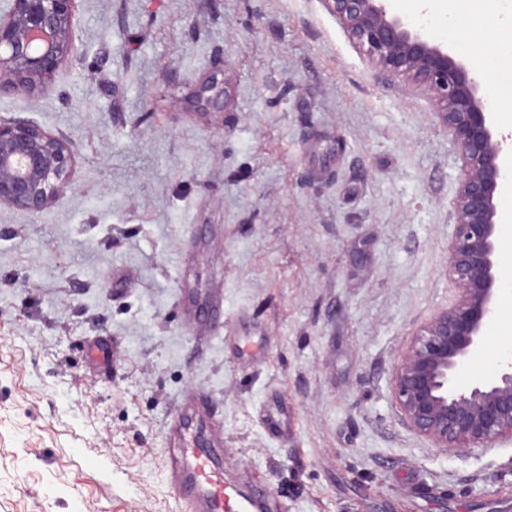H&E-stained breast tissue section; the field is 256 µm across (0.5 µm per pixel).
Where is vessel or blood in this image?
Segmentation results:
<instances>
[{
  "label": "vessel or blood",
  "instance_id": "1",
  "mask_svg": "<svg viewBox=\"0 0 512 512\" xmlns=\"http://www.w3.org/2000/svg\"><path fill=\"white\" fill-rule=\"evenodd\" d=\"M170 433L164 465L184 512H270L266 497L226 484L224 440L203 396L192 393L180 401Z\"/></svg>",
  "mask_w": 512,
  "mask_h": 512
}]
</instances>
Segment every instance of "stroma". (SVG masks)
<instances>
[{
	"label": "stroma",
	"mask_w": 512,
	"mask_h": 512,
	"mask_svg": "<svg viewBox=\"0 0 512 512\" xmlns=\"http://www.w3.org/2000/svg\"><path fill=\"white\" fill-rule=\"evenodd\" d=\"M502 0H430L424 31L512 129ZM77 56L0 97L77 144L70 189L0 208V512H183L167 422L205 392L229 480L281 512H512V443L434 447L392 377L457 295V169L433 102L371 66L323 0H76ZM223 111L194 92L210 74ZM484 351L512 336V176ZM288 405L272 436L264 411Z\"/></svg>",
	"instance_id": "stroma-1"
}]
</instances>
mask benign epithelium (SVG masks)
I'll list each match as a JSON object with an SVG mask.
<instances>
[{
    "mask_svg": "<svg viewBox=\"0 0 512 512\" xmlns=\"http://www.w3.org/2000/svg\"><path fill=\"white\" fill-rule=\"evenodd\" d=\"M0 11V94L35 98L77 56L75 0H8ZM369 64L433 98L458 164L448 271L457 299L411 338L392 379L400 413L436 448L490 450L512 441V356L495 372L458 381L460 368L483 350L504 295L498 273L509 136L492 122L474 67L433 43L389 0H322ZM203 109L224 106L215 78L196 91ZM77 147L72 138L24 118L0 120V207L38 214L71 185Z\"/></svg>",
    "mask_w": 512,
    "mask_h": 512,
    "instance_id": "obj_1",
    "label": "benign epithelium"
}]
</instances>
